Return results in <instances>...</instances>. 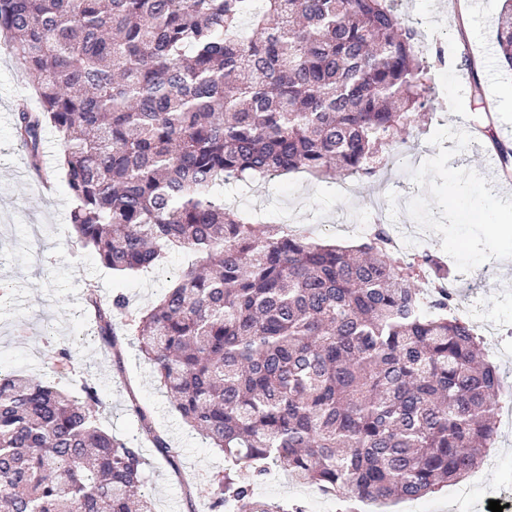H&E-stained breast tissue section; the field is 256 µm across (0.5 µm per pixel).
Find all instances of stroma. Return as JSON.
Returning <instances> with one entry per match:
<instances>
[{
	"label": "stroma",
	"mask_w": 512,
	"mask_h": 512,
	"mask_svg": "<svg viewBox=\"0 0 512 512\" xmlns=\"http://www.w3.org/2000/svg\"><path fill=\"white\" fill-rule=\"evenodd\" d=\"M454 0H399L398 14L424 33L425 47L442 46L444 63L424 81L432 88L428 122L399 135L403 164L376 179L351 178L352 195L340 182H319L305 173L274 179L255 178L249 187L225 191L228 205L252 211L261 223L286 224L318 241L358 244L345 232L354 212L368 222L390 215L412 227L417 251L449 261L454 276L476 285L480 313L508 327L494 358L502 382L512 383V227L457 222L456 209L490 214L512 207V180L501 179L493 152L473 134L490 115L496 136L512 141V74L500 69L495 55V20L502 0H478L470 17L474 33L460 37ZM487 64L482 99H474L465 58ZM27 80L10 50L0 48V282L8 296L0 303V373L52 377L77 391L93 383L107 404L101 425L116 439L140 448L147 461L142 491L155 512H210L211 483L227 463L176 411L165 388L153 377L133 333V319L164 294L185 265L168 253L161 265L120 274L106 268L98 254L78 243L70 224L72 198L64 178L61 139L46 128L41 168L15 134V106L28 95ZM96 290L103 304L124 296L128 308L118 315L122 364L114 366L85 314V294ZM69 349L67 366L55 367L54 351ZM138 402L153 428L170 444L178 465L170 467L146 440L130 409ZM469 499L454 500L451 488L422 498L430 512H489V501L512 491V428L499 427L493 448L484 453ZM256 498L298 502L305 512H363L348 491L324 496L271 469L255 488Z\"/></svg>",
	"instance_id": "stroma-1"
}]
</instances>
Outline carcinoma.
<instances>
[{
    "mask_svg": "<svg viewBox=\"0 0 512 512\" xmlns=\"http://www.w3.org/2000/svg\"><path fill=\"white\" fill-rule=\"evenodd\" d=\"M504 2L496 47L512 70ZM0 33L37 98L16 121L34 168L45 127L60 134L78 241L119 273L171 249L195 256L137 340L182 419L233 468L258 479L275 465L385 506L479 466L501 380L453 313L448 267L395 250L384 224L356 246L325 244L258 227L217 193L294 170L377 175L428 105L418 33L395 0H0ZM493 150L511 176L512 143ZM87 301L115 347L125 298ZM83 393L0 376V512H153L137 495L140 449L99 426L95 386ZM227 500L302 512L228 473L212 512Z\"/></svg>",
    "mask_w": 512,
    "mask_h": 512,
    "instance_id": "1",
    "label": "carcinoma"
}]
</instances>
